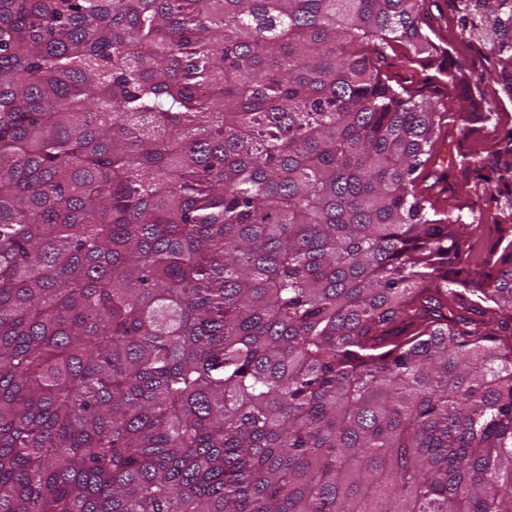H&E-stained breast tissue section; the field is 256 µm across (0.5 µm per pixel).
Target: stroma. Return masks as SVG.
<instances>
[{
    "instance_id": "stroma-1",
    "label": "stroma",
    "mask_w": 512,
    "mask_h": 512,
    "mask_svg": "<svg viewBox=\"0 0 512 512\" xmlns=\"http://www.w3.org/2000/svg\"><path fill=\"white\" fill-rule=\"evenodd\" d=\"M425 9L432 27L431 38L440 46L450 50L454 58L465 60L469 73L471 98H464L462 90H448L435 80L436 69L428 61L420 59L409 64L385 62L383 70L391 76L393 82L401 83L419 90L435 105L437 111L456 114L466 112L473 100L486 99L503 102L504 108L497 119L483 123L479 133L469 134L462 123L444 124L440 137L448 143L450 153L467 147L489 148L501 141L506 130L512 128V102L505 95L489 72L492 65L481 54L466 49L458 40L457 18L448 0H426Z\"/></svg>"
}]
</instances>
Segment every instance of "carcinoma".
<instances>
[{"label": "carcinoma", "instance_id": "cac0c4a2", "mask_svg": "<svg viewBox=\"0 0 512 512\" xmlns=\"http://www.w3.org/2000/svg\"><path fill=\"white\" fill-rule=\"evenodd\" d=\"M423 2L0 0V512H512V133L451 276ZM448 174V156L446 143L440 141L433 155L431 165L426 173V184H432L427 187L426 194L432 197H441L446 195ZM457 198L463 199L464 202L468 203L467 205L471 208L475 209L477 212H482L484 214V222L481 229L480 237H481V247L483 249V253L488 252L496 242L498 237L497 226H496V207L495 203L490 202L488 197L483 195L482 193L465 195L462 192V195L455 194Z\"/></svg>", "mask_w": 512, "mask_h": 512}]
</instances>
